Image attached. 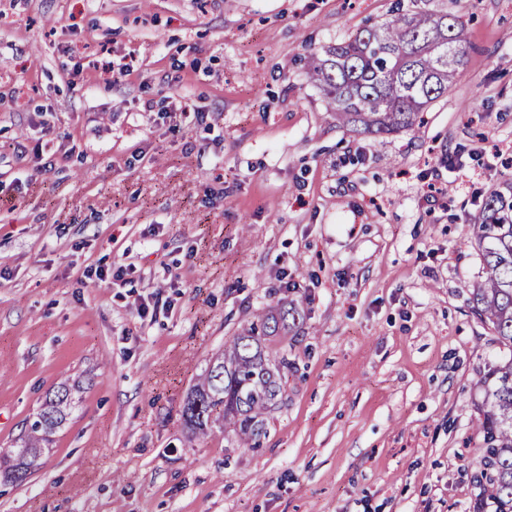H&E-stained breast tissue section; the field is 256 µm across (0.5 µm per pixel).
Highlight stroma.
Wrapping results in <instances>:
<instances>
[{
    "label": "stroma",
    "instance_id": "1",
    "mask_svg": "<svg viewBox=\"0 0 512 512\" xmlns=\"http://www.w3.org/2000/svg\"><path fill=\"white\" fill-rule=\"evenodd\" d=\"M396 2L0 0V451L81 387L0 512H472L476 383L512 355L469 304L512 199V0H417L466 63L419 126L354 133L304 58ZM280 299L262 450L194 435L187 394Z\"/></svg>",
    "mask_w": 512,
    "mask_h": 512
}]
</instances>
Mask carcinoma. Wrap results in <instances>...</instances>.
Wrapping results in <instances>:
<instances>
[{"label": "carcinoma", "instance_id": "carcinoma-1", "mask_svg": "<svg viewBox=\"0 0 512 512\" xmlns=\"http://www.w3.org/2000/svg\"><path fill=\"white\" fill-rule=\"evenodd\" d=\"M466 28L456 18L424 10L398 11L381 25L310 54L308 74L336 120L352 131L390 134L410 129L419 115L448 91L464 64ZM454 53L448 64V53ZM483 279L470 293L472 312L512 352V200L493 196L473 225ZM300 314L268 306L249 328L224 343V353L205 370L182 408L187 426L209 434L214 418L224 432L253 448L266 434V415L282 398L283 355L270 359L262 342L285 336ZM482 392L480 454L474 481L480 488L473 512H512V357L491 366L478 381ZM73 388L62 384L45 399L22 438L23 446L0 456L4 481L24 482L49 436L71 415Z\"/></svg>", "mask_w": 512, "mask_h": 512}]
</instances>
